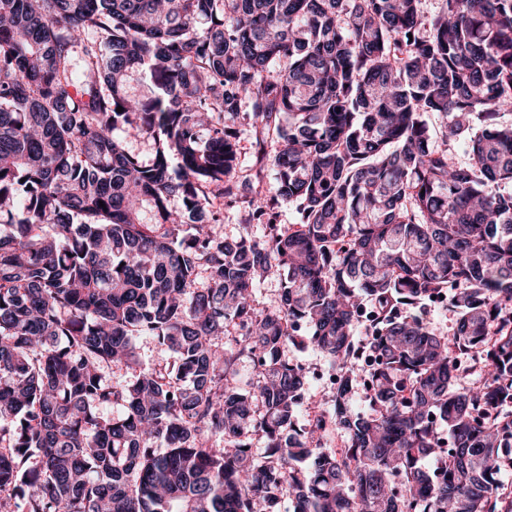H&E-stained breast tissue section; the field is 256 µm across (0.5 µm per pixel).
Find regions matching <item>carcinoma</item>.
<instances>
[{"mask_svg": "<svg viewBox=\"0 0 512 512\" xmlns=\"http://www.w3.org/2000/svg\"><path fill=\"white\" fill-rule=\"evenodd\" d=\"M439 2L0 0V512H512V0ZM245 118L300 219L229 242ZM280 284L278 273H274L254 288V305L259 310L271 309L277 305ZM427 309V316H423L437 334L450 338L456 327V317L447 308L433 304L424 307ZM288 357L310 369L313 368V371L316 368L320 369L321 371H315L313 375L320 381L321 387L328 392H335L343 384V378L337 371L323 372L333 369L331 363L327 357L311 345L304 348L289 347ZM333 377H336V380H333ZM320 385L315 379L309 378L306 384L307 399L319 402L324 396H330L321 389Z\"/></svg>", "mask_w": 512, "mask_h": 512, "instance_id": "1", "label": "carcinoma"}]
</instances>
